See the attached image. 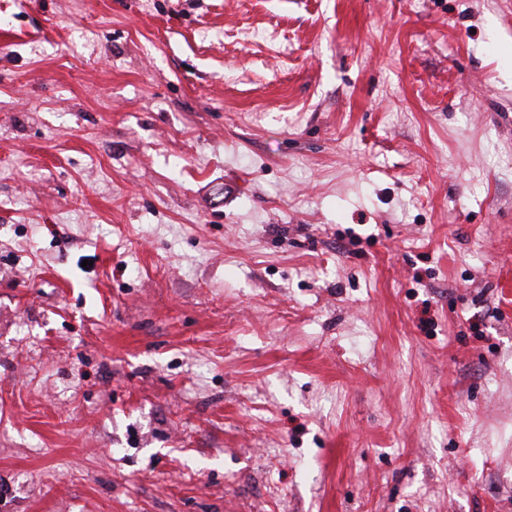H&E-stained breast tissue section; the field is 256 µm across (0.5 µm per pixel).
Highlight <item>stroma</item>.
<instances>
[{
	"instance_id": "obj_1",
	"label": "stroma",
	"mask_w": 512,
	"mask_h": 512,
	"mask_svg": "<svg viewBox=\"0 0 512 512\" xmlns=\"http://www.w3.org/2000/svg\"><path fill=\"white\" fill-rule=\"evenodd\" d=\"M0 512H512V0H0Z\"/></svg>"
}]
</instances>
